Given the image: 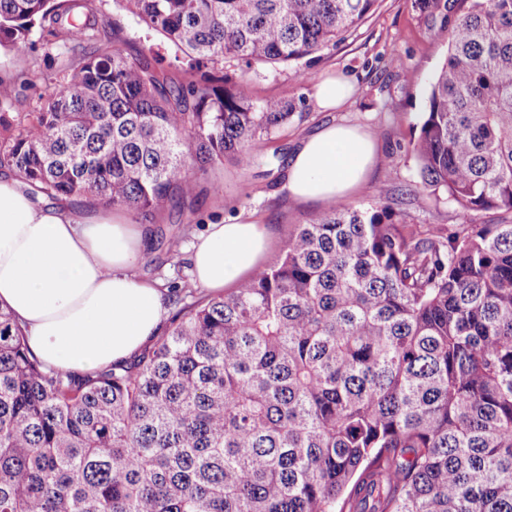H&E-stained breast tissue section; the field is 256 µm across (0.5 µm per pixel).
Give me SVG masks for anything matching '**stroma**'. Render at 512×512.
<instances>
[{"label":"stroma","instance_id":"35a3bbf8","mask_svg":"<svg viewBox=\"0 0 512 512\" xmlns=\"http://www.w3.org/2000/svg\"><path fill=\"white\" fill-rule=\"evenodd\" d=\"M100 15H121L123 28L116 41L126 52L145 54L158 71L176 80L192 76L189 58H177L176 49L161 34L124 12L121 0H95ZM447 55V43L438 33V23L427 18L418 0H381L376 12L335 47L318 53L310 64L312 79L300 77L299 65L248 72L254 100L277 98L294 107L288 126L272 139L261 142L249 168L234 163L209 170L202 185L221 183L223 191L200 197L194 213L173 208L154 222L152 246L133 266L138 277L163 284H192L188 249L207 224L249 215L265 224L270 244L264 265H274L295 225L321 214V207L295 201L286 184L287 158L296 142L326 123L358 122L376 140L379 161L367 180L352 196L358 207H368L397 196L395 211L411 224H492L496 211L465 212L447 196L415 197L411 190L420 180L410 152L417 139L429 80ZM55 70L60 66L56 52L36 48L27 57L0 46V80L14 88L12 109L25 114L35 111L41 99L55 94L57 84L21 85L23 73L32 66ZM343 71L353 75L357 92L350 106L322 111L315 99V75Z\"/></svg>","mask_w":512,"mask_h":512}]
</instances>
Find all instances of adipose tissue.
<instances>
[{"label":"adipose tissue","mask_w":512,"mask_h":512,"mask_svg":"<svg viewBox=\"0 0 512 512\" xmlns=\"http://www.w3.org/2000/svg\"><path fill=\"white\" fill-rule=\"evenodd\" d=\"M356 93L352 76L329 73L315 86L318 106L336 110ZM374 138L359 125L331 123L302 138L287 159L288 192L329 205L353 195L375 165ZM151 240L149 227L119 211L45 205L12 175L0 176V306L26 330L45 365L87 374L139 354L162 336L160 282L131 274ZM265 225L253 218L207 225L188 261L196 287H236L261 265Z\"/></svg>","instance_id":"1"}]
</instances>
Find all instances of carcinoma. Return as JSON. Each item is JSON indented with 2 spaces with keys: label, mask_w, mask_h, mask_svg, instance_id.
Returning a JSON list of instances; mask_svg holds the SVG:
<instances>
[{
  "label": "carcinoma",
  "mask_w": 512,
  "mask_h": 512,
  "mask_svg": "<svg viewBox=\"0 0 512 512\" xmlns=\"http://www.w3.org/2000/svg\"><path fill=\"white\" fill-rule=\"evenodd\" d=\"M192 57L175 83L103 47L93 0H0V45L62 58L61 90L4 109L0 170L34 196L145 218L193 212L196 172L288 126L247 68L336 45L379 0H123ZM411 153L421 191L512 213V0L448 23ZM177 305L138 357L77 376L43 365L0 308V512H512V221L409 224L343 200L278 263Z\"/></svg>",
  "instance_id": "carcinoma-1"
}]
</instances>
